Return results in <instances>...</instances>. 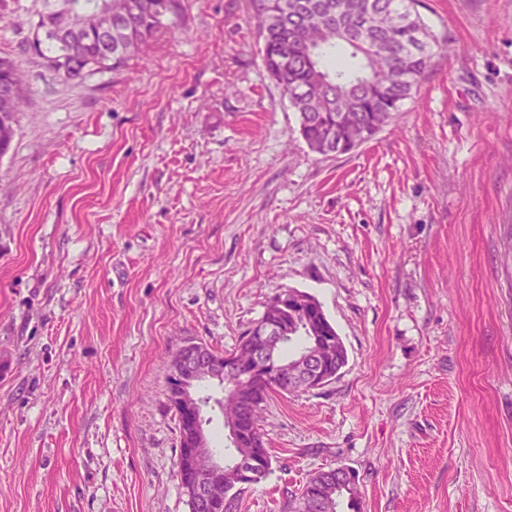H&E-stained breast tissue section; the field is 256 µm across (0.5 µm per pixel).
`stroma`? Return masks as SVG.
<instances>
[{
    "label": "stroma",
    "instance_id": "35a3bbf8",
    "mask_svg": "<svg viewBox=\"0 0 512 512\" xmlns=\"http://www.w3.org/2000/svg\"><path fill=\"white\" fill-rule=\"evenodd\" d=\"M122 70L71 82L0 0L25 104L0 156V512H189L170 359L235 350L309 293L348 361L272 396L283 512L320 469L362 512H512V0H422L451 51L356 151L312 152L251 0H181Z\"/></svg>",
    "mask_w": 512,
    "mask_h": 512
}]
</instances>
